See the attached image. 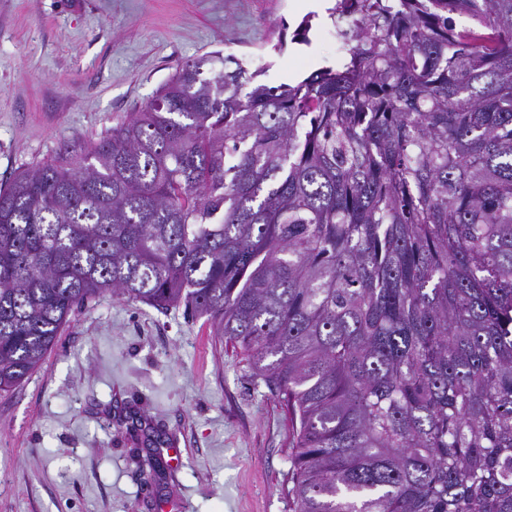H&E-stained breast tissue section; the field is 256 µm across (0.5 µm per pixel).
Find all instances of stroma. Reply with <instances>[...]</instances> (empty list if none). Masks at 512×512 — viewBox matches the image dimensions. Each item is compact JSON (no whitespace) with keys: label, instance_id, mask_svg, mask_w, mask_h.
Returning a JSON list of instances; mask_svg holds the SVG:
<instances>
[{"label":"stroma","instance_id":"35a3bbf8","mask_svg":"<svg viewBox=\"0 0 512 512\" xmlns=\"http://www.w3.org/2000/svg\"><path fill=\"white\" fill-rule=\"evenodd\" d=\"M300 4L0 0V184L76 160L187 60L231 54L271 86L335 65L334 21ZM296 436L206 317L107 294L0 393V512H294Z\"/></svg>","mask_w":512,"mask_h":512}]
</instances>
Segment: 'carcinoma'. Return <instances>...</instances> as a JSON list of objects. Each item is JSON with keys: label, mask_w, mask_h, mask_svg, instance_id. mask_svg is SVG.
<instances>
[{"label": "carcinoma", "mask_w": 512, "mask_h": 512, "mask_svg": "<svg viewBox=\"0 0 512 512\" xmlns=\"http://www.w3.org/2000/svg\"><path fill=\"white\" fill-rule=\"evenodd\" d=\"M268 86L181 64L0 185V393L107 293L184 306L299 423L296 512H512V0H336Z\"/></svg>", "instance_id": "cac0c4a2"}]
</instances>
